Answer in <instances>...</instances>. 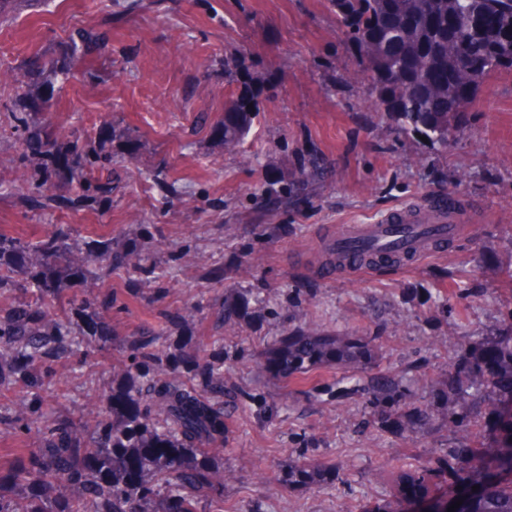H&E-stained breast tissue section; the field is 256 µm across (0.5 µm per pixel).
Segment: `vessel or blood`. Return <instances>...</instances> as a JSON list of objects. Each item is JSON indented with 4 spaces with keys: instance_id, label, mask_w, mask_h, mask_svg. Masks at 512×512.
Instances as JSON below:
<instances>
[{
    "instance_id": "b4317fda",
    "label": "vessel or blood",
    "mask_w": 512,
    "mask_h": 512,
    "mask_svg": "<svg viewBox=\"0 0 512 512\" xmlns=\"http://www.w3.org/2000/svg\"><path fill=\"white\" fill-rule=\"evenodd\" d=\"M465 218L456 201L435 199L421 208L391 211L377 224L348 226L327 238L326 246L340 256L342 270L360 269L361 249L411 258L458 237Z\"/></svg>"
}]
</instances>
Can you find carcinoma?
Here are the masks:
<instances>
[{
    "label": "carcinoma",
    "instance_id": "obj_1",
    "mask_svg": "<svg viewBox=\"0 0 512 512\" xmlns=\"http://www.w3.org/2000/svg\"><path fill=\"white\" fill-rule=\"evenodd\" d=\"M336 15L358 52L368 44L376 47L371 77L378 90L391 78V104L384 111L396 116L401 130L413 132L434 145L448 143V117L477 102L476 88L458 79L473 75L480 84L493 74L512 72V0H333ZM252 98L242 92L224 111V146L239 147L257 116L249 107ZM25 139L41 143L38 165L42 182L56 172L61 156L72 179L83 187L92 161L76 145L49 132L32 118L14 117ZM70 233L58 228L38 245L42 257L59 254L68 246ZM70 323H89L99 314L95 297H85L72 308ZM51 306L22 313L9 312L0 320V341L9 345L3 368L14 382L27 389L39 388L47 362L79 351L64 330L50 318ZM123 348L129 353V396L140 406L132 418L119 416L105 405L97 413L92 439L96 455L64 447L78 423L60 413L52 426L36 431V446L7 467L12 485L26 491L25 512H202L201 503L224 496V483L214 481L219 473L205 445V434L224 418V385L221 368L197 389L184 383L177 361L162 358L149 344L128 337ZM492 351L493 376L483 377L464 362L469 351ZM370 343L355 336H332L312 330L301 336L282 337L256 366L260 371L276 364L285 375L303 377L324 365L342 366L352 373L354 386L373 396L385 412L396 407L405 412L412 426L420 428L436 417L433 406L414 405L398 375L367 376ZM457 373L465 383L458 388L471 401L488 393L512 402V336L470 344L458 355ZM165 402L163 411L151 415L155 399ZM162 443V448H150ZM498 472H481L470 444L456 441L454 447L425 464L400 472L392 483L396 508L412 499H423L432 481L441 476L460 485L472 482L479 489L462 496L455 512H512V480L504 484L499 473H512V422L502 427L497 457ZM340 469H328L307 458L288 463L283 482L316 486L334 482ZM80 486L85 499L72 500L56 492L62 486Z\"/></svg>",
    "mask_w": 512,
    "mask_h": 512
}]
</instances>
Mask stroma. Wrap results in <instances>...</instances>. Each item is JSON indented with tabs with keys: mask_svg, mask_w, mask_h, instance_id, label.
I'll use <instances>...</instances> for the list:
<instances>
[{
	"mask_svg": "<svg viewBox=\"0 0 512 512\" xmlns=\"http://www.w3.org/2000/svg\"><path fill=\"white\" fill-rule=\"evenodd\" d=\"M0 23V225L36 243L68 226L88 283L107 287V329L71 336L92 362H53L36 403L49 423L121 383L127 353L115 339L148 335L154 350L223 360L231 392L230 473L211 512H377L402 465L455 443L448 417L408 432L382 417L349 374L324 366L288 381L256 361L288 333L315 327L372 341L369 372L402 375L430 403L460 381L462 345L512 336V75L489 77L479 105L450 119L434 147L399 133L336 23L330 0H45L5 6ZM95 48L66 80L37 74L33 57L59 59L73 41ZM249 70L254 124L238 153L224 150V110ZM49 102L40 120L64 141L112 158V193L79 202L57 174L49 196L11 115ZM460 198L458 239L404 264L336 273L323 242L344 224L397 207ZM111 239L124 263L105 267L93 241ZM113 343H105L104 332ZM341 468L325 486L279 479L299 457Z\"/></svg>",
	"mask_w": 512,
	"mask_h": 512,
	"instance_id": "stroma-1",
	"label": "stroma"
}]
</instances>
